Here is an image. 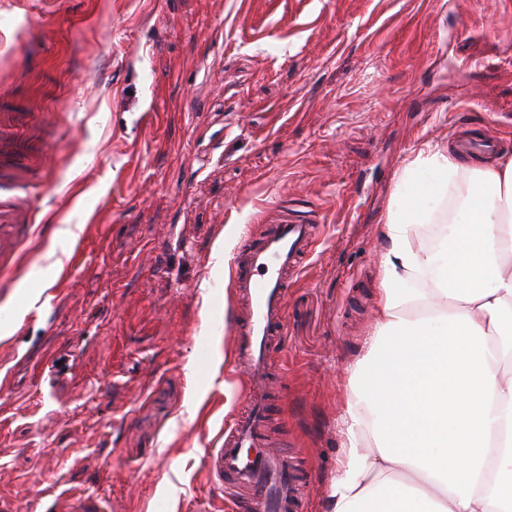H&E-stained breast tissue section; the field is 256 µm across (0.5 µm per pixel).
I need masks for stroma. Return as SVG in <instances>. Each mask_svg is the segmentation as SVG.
Here are the masks:
<instances>
[{
  "instance_id": "obj_1",
  "label": "stroma",
  "mask_w": 512,
  "mask_h": 512,
  "mask_svg": "<svg viewBox=\"0 0 512 512\" xmlns=\"http://www.w3.org/2000/svg\"><path fill=\"white\" fill-rule=\"evenodd\" d=\"M1 86L54 161L24 173L36 232L0 283V512L246 506L204 470L247 403L224 404L243 382L213 251L282 208L323 229L270 348L269 433L322 512L400 172L430 140L512 154V0H0Z\"/></svg>"
}]
</instances>
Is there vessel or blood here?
I'll return each mask as SVG.
<instances>
[{"instance_id": "b4317fda", "label": "vessel or blood", "mask_w": 512, "mask_h": 512, "mask_svg": "<svg viewBox=\"0 0 512 512\" xmlns=\"http://www.w3.org/2000/svg\"><path fill=\"white\" fill-rule=\"evenodd\" d=\"M28 165L19 128L0 113L1 280L13 274L2 258L12 255L20 235L35 227L34 207L18 176ZM317 237V225L286 215L233 261L234 296L246 313L228 317L227 324L234 335V361L245 370L249 411L234 418L222 446L206 456L205 468L216 483L247 488L254 512H298L301 506L298 471L271 451L266 435V347L269 337L284 327L288 272L311 252Z\"/></svg>"}]
</instances>
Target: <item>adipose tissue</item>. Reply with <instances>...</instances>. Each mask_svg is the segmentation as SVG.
Here are the masks:
<instances>
[{
	"label": "adipose tissue",
	"instance_id": "obj_1",
	"mask_svg": "<svg viewBox=\"0 0 512 512\" xmlns=\"http://www.w3.org/2000/svg\"><path fill=\"white\" fill-rule=\"evenodd\" d=\"M461 184L454 208L438 210L434 195ZM443 222L439 247L416 245L418 226ZM383 235L324 512H512V156L467 167L425 143Z\"/></svg>",
	"mask_w": 512,
	"mask_h": 512
}]
</instances>
